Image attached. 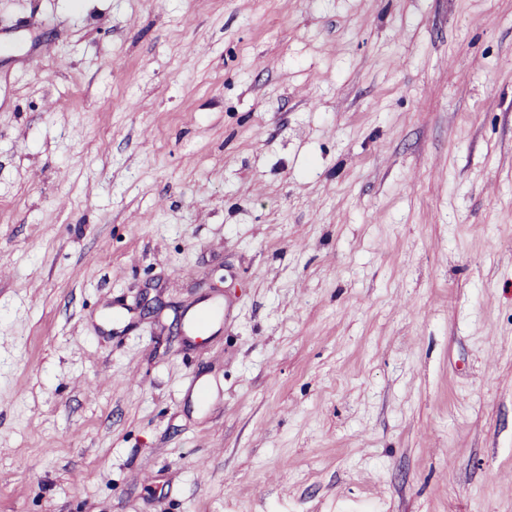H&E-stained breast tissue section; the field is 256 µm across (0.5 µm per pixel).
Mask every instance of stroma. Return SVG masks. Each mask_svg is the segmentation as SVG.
<instances>
[{
	"instance_id": "obj_1",
	"label": "stroma",
	"mask_w": 512,
	"mask_h": 512,
	"mask_svg": "<svg viewBox=\"0 0 512 512\" xmlns=\"http://www.w3.org/2000/svg\"><path fill=\"white\" fill-rule=\"evenodd\" d=\"M0 512H512V0H0Z\"/></svg>"
}]
</instances>
